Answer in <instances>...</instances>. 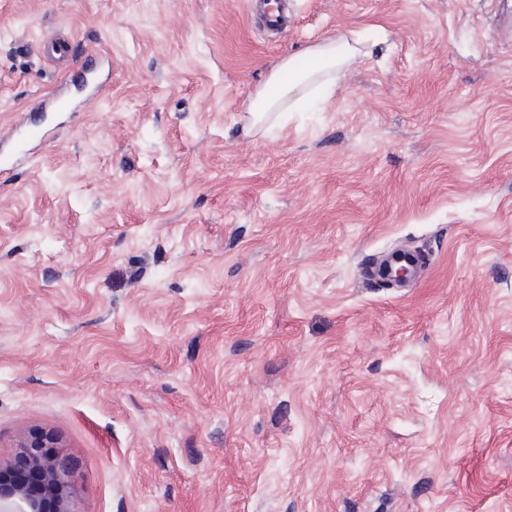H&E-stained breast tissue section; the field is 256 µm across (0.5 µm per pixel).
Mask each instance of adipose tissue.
<instances>
[{
    "mask_svg": "<svg viewBox=\"0 0 512 512\" xmlns=\"http://www.w3.org/2000/svg\"><path fill=\"white\" fill-rule=\"evenodd\" d=\"M359 54L346 34L339 31L309 46L304 52L305 64H298L292 56L280 59L249 102L252 123L263 124L270 114L284 111L286 105H298L311 85L339 77Z\"/></svg>",
    "mask_w": 512,
    "mask_h": 512,
    "instance_id": "1",
    "label": "adipose tissue"
}]
</instances>
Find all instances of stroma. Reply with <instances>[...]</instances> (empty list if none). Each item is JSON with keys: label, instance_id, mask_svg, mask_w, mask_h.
Listing matches in <instances>:
<instances>
[{"label": "stroma", "instance_id": "35a3bbf8", "mask_svg": "<svg viewBox=\"0 0 512 512\" xmlns=\"http://www.w3.org/2000/svg\"><path fill=\"white\" fill-rule=\"evenodd\" d=\"M260 18L0 0V133L51 130L0 179V465L51 436L77 512H512V0ZM339 30L347 76L246 134ZM359 55L347 35L336 31L305 50L306 65H299L293 56L280 59L249 102L252 124H264L271 113L284 112L287 103L290 111L304 100L311 85L328 77L336 81Z\"/></svg>", "mask_w": 512, "mask_h": 512}]
</instances>
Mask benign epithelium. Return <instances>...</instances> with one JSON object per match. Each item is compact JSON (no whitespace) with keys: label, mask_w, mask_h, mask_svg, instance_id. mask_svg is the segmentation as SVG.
<instances>
[{"label":"benign epithelium","mask_w":512,"mask_h":512,"mask_svg":"<svg viewBox=\"0 0 512 512\" xmlns=\"http://www.w3.org/2000/svg\"><path fill=\"white\" fill-rule=\"evenodd\" d=\"M56 443L48 435H41L20 444L19 458L26 460L28 469L54 496V512H77L71 495L72 465L70 460L55 450ZM0 512H45L40 500L22 487L8 491L0 488Z\"/></svg>","instance_id":"obj_1"}]
</instances>
